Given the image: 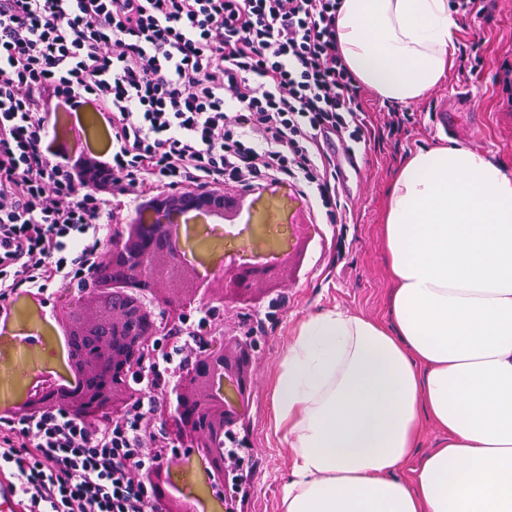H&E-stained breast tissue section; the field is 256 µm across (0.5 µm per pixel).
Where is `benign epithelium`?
Here are the masks:
<instances>
[{"instance_id": "7a95c632", "label": "benign epithelium", "mask_w": 512, "mask_h": 512, "mask_svg": "<svg viewBox=\"0 0 512 512\" xmlns=\"http://www.w3.org/2000/svg\"><path fill=\"white\" fill-rule=\"evenodd\" d=\"M215 202H203L194 196L185 198L183 209L167 215L155 213L141 224L135 247H127L120 238L112 240L118 255L112 265V283L118 286L116 295L124 292L140 296L152 290L156 276L154 256H167L169 275L177 278L182 268L193 265L195 278L176 294L154 293L148 298L164 313V320L151 317L135 321L125 331L127 336L156 338L168 334L172 319L187 316L201 301H215L211 274L220 270L224 279V294L220 304L238 307L261 301L273 288L288 287V270L307 236L305 224L281 219L279 208L270 205L261 211L249 208L244 227L234 224L215 228L198 225L206 218ZM97 291V283L87 280L78 291L64 292L59 306L65 309L80 307ZM96 335L85 334L69 343L66 367L79 357H96L92 352ZM202 353L192 357L178 377L167 384L163 395L168 410L160 420L173 454L180 456L185 449L192 452L191 462L170 466L166 482L154 484L155 494L162 498L171 489L183 495L187 507L204 500L213 508L236 512L238 456L222 452V448H247L248 439L238 432L245 417L244 395L257 383L258 355L251 337L241 334L237 326L213 324L200 337ZM15 353L0 365V376L11 384L9 405L37 396L46 402L56 398L52 390L59 372L45 364L38 355L20 347L19 337H13ZM139 358L134 345L112 361H101L96 382L112 388V414H120L129 405L124 375ZM81 418L95 422L102 414L96 398L89 396L78 408Z\"/></svg>"}]
</instances>
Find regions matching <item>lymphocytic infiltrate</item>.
<instances>
[{
    "mask_svg": "<svg viewBox=\"0 0 512 512\" xmlns=\"http://www.w3.org/2000/svg\"><path fill=\"white\" fill-rule=\"evenodd\" d=\"M342 0H0V333L20 297L43 301L80 277L111 289L112 239L158 201L228 195L216 212L288 188L307 224L352 216L328 147L370 148L371 118L336 39ZM93 113L99 141L82 135ZM102 296L79 316L53 312L66 337L122 321ZM211 307L144 356L126 384L135 411L76 412L29 400L0 410V484L16 512H161L153 483L174 464L154 421L163 388L200 350Z\"/></svg>",
    "mask_w": 512,
    "mask_h": 512,
    "instance_id": "1",
    "label": "lymphocytic infiltrate"
}]
</instances>
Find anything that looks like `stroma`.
<instances>
[{"mask_svg": "<svg viewBox=\"0 0 512 512\" xmlns=\"http://www.w3.org/2000/svg\"><path fill=\"white\" fill-rule=\"evenodd\" d=\"M455 47L479 44L482 63L472 75L449 69L426 96L413 102L419 119L363 152L366 178H343L345 193L353 194L354 224L348 225L341 255L328 250L332 227L312 225L301 276L288 288V301L277 308L270 329L259 337V381L249 407L251 455L259 468L251 479L243 512H281L283 484L290 470V450L274 432L272 384L283 355L299 325L327 309L366 318L387 317L392 284L386 276L382 224L387 192L409 154L451 142L482 152L512 171V112L502 102L512 97V84L503 83L505 67H512V0H499L490 20L477 25L457 16ZM468 97L450 128H442L436 110L451 93Z\"/></svg>", "mask_w": 512, "mask_h": 512, "instance_id": "obj_1", "label": "stroma"}]
</instances>
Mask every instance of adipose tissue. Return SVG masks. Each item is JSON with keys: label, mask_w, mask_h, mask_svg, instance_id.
Wrapping results in <instances>:
<instances>
[{"label": "adipose tissue", "mask_w": 512, "mask_h": 512, "mask_svg": "<svg viewBox=\"0 0 512 512\" xmlns=\"http://www.w3.org/2000/svg\"><path fill=\"white\" fill-rule=\"evenodd\" d=\"M448 0H343L339 48L386 100L444 77ZM390 316H310L273 384L282 512H512V172L451 144L411 155L383 226ZM441 434L415 458L426 426Z\"/></svg>", "instance_id": "ef3b65f1"}]
</instances>
